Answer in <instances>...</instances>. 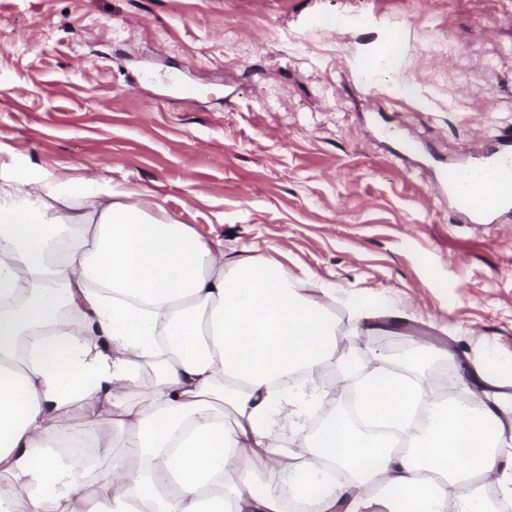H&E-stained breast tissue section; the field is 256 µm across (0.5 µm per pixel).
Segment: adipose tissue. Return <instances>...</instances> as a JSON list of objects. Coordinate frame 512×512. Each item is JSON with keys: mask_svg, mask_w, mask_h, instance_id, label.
I'll use <instances>...</instances> for the list:
<instances>
[{"mask_svg": "<svg viewBox=\"0 0 512 512\" xmlns=\"http://www.w3.org/2000/svg\"><path fill=\"white\" fill-rule=\"evenodd\" d=\"M111 184L0 182V512H502L512 503V357L470 356L467 403L379 365L360 421H307L343 342L316 275L225 258ZM103 443L53 439L73 407ZM498 471L500 499L483 480ZM233 484H225L227 472ZM88 484L97 495L84 494Z\"/></svg>", "mask_w": 512, "mask_h": 512, "instance_id": "obj_1", "label": "adipose tissue"}]
</instances>
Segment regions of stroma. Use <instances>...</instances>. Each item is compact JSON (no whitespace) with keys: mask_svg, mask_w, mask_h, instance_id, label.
Listing matches in <instances>:
<instances>
[{"mask_svg":"<svg viewBox=\"0 0 512 512\" xmlns=\"http://www.w3.org/2000/svg\"><path fill=\"white\" fill-rule=\"evenodd\" d=\"M512 128V0H0V165L105 180L336 287V354H512V211L472 224L448 169ZM351 294L402 324L370 333Z\"/></svg>","mask_w":512,"mask_h":512,"instance_id":"1","label":"stroma"}]
</instances>
